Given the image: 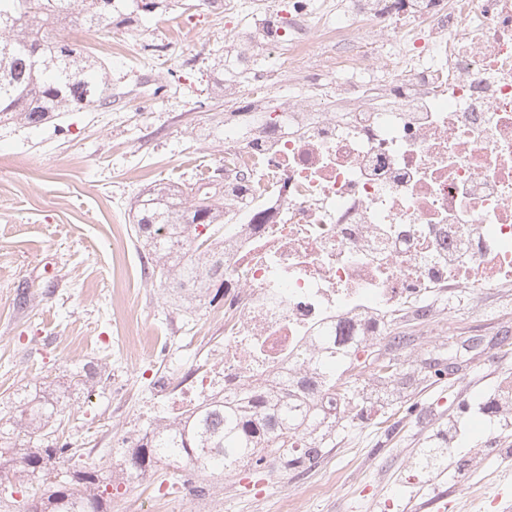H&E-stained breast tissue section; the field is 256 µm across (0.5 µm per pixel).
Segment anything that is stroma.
I'll list each match as a JSON object with an SVG mask.
<instances>
[{
    "label": "stroma",
    "instance_id": "stroma-1",
    "mask_svg": "<svg viewBox=\"0 0 512 512\" xmlns=\"http://www.w3.org/2000/svg\"><path fill=\"white\" fill-rule=\"evenodd\" d=\"M65 36L110 69L111 109L62 113L40 127L0 126V404L83 364L99 381L65 394L59 438L81 459L117 469L113 448L166 415L165 395L203 364L218 336L223 303L203 305L184 324L159 274L145 269L130 232V208L159 182L190 184L224 165V136L208 119L213 58L224 51L223 10H190L135 28ZM459 355L447 340L410 335L395 351L404 382L388 399L343 422L309 472L242 465L205 479L160 466L112 484L111 512L139 501L142 512H279L292 495L298 512H512V443L490 439L472 400L512 383V288L454 302ZM442 374H435V367ZM457 419L467 443L443 472L415 466L423 446ZM206 495H198L197 486Z\"/></svg>",
    "mask_w": 512,
    "mask_h": 512
}]
</instances>
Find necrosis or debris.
<instances>
[{
  "mask_svg": "<svg viewBox=\"0 0 512 512\" xmlns=\"http://www.w3.org/2000/svg\"><path fill=\"white\" fill-rule=\"evenodd\" d=\"M224 29V344L177 415L512 288V0H224Z\"/></svg>",
  "mask_w": 512,
  "mask_h": 512,
  "instance_id": "1",
  "label": "necrosis or debris"
}]
</instances>
